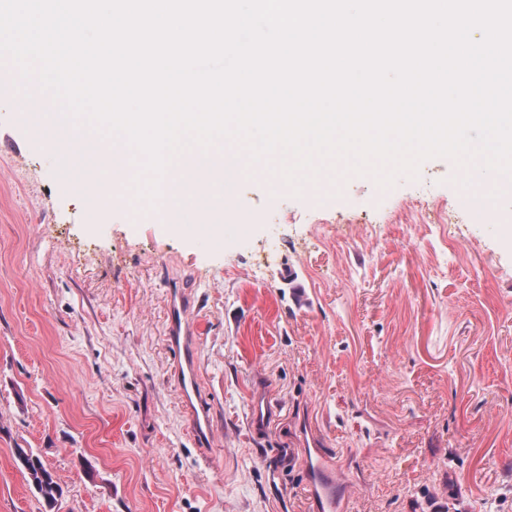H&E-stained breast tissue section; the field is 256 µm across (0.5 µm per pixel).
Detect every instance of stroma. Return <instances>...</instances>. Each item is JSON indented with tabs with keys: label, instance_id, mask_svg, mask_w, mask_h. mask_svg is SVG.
Masks as SVG:
<instances>
[{
	"label": "stroma",
	"instance_id": "1",
	"mask_svg": "<svg viewBox=\"0 0 512 512\" xmlns=\"http://www.w3.org/2000/svg\"><path fill=\"white\" fill-rule=\"evenodd\" d=\"M13 96L0 81L20 146L0 151V512H47L17 447L60 484L54 512H318L312 448L337 512H512V222L428 223L419 203L456 208L454 162L323 198L241 185L246 232L220 247L56 181L73 141ZM175 293L204 447L166 340ZM309 485L316 491L319 502L318 510L321 512H334L336 510V479L331 468L326 467V460L317 448L306 456Z\"/></svg>",
	"mask_w": 512,
	"mask_h": 512
}]
</instances>
